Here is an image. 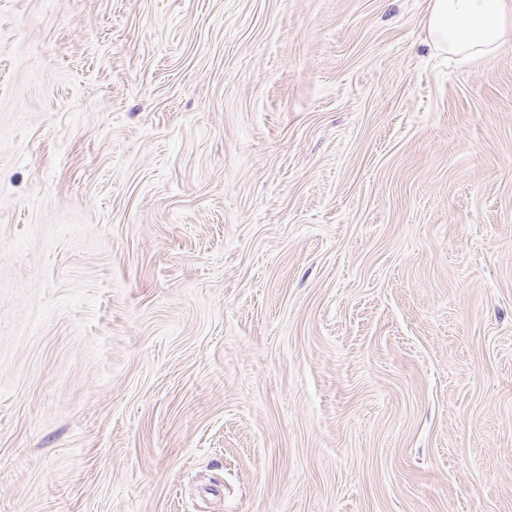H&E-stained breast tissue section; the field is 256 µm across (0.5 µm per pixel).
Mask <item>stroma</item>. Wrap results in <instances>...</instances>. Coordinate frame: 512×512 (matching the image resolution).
I'll return each instance as SVG.
<instances>
[{
  "label": "stroma",
  "instance_id": "35a3bbf8",
  "mask_svg": "<svg viewBox=\"0 0 512 512\" xmlns=\"http://www.w3.org/2000/svg\"><path fill=\"white\" fill-rule=\"evenodd\" d=\"M428 0H0V512H512V37ZM426 40L460 63L490 59L508 31L506 0H429Z\"/></svg>",
  "mask_w": 512,
  "mask_h": 512
}]
</instances>
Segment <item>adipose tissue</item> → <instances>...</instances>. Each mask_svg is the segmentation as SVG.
<instances>
[{
	"mask_svg": "<svg viewBox=\"0 0 512 512\" xmlns=\"http://www.w3.org/2000/svg\"><path fill=\"white\" fill-rule=\"evenodd\" d=\"M426 39L442 53L468 63L491 58L512 31L507 0H429Z\"/></svg>",
	"mask_w": 512,
	"mask_h": 512,
	"instance_id": "adipose-tissue-1",
	"label": "adipose tissue"
}]
</instances>
